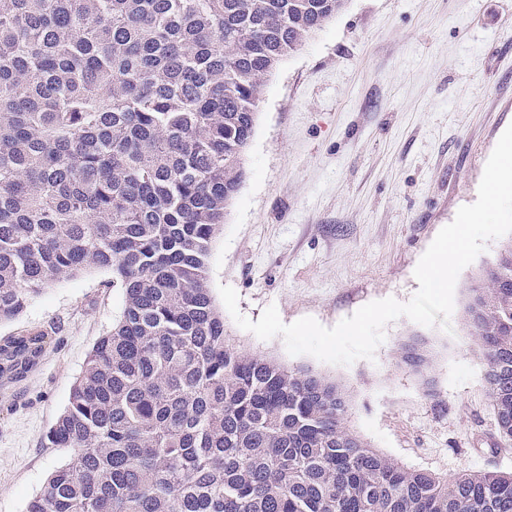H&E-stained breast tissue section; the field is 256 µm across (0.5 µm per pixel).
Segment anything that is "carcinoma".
Masks as SVG:
<instances>
[{
    "mask_svg": "<svg viewBox=\"0 0 512 512\" xmlns=\"http://www.w3.org/2000/svg\"><path fill=\"white\" fill-rule=\"evenodd\" d=\"M346 2L0 0V323L84 271L124 291L47 433L70 461L26 512H512V473L448 479L372 448L350 391L236 345L208 284L265 82ZM464 316L511 443L512 241ZM51 344L1 339L0 378ZM432 361L399 348L426 396Z\"/></svg>",
    "mask_w": 512,
    "mask_h": 512,
    "instance_id": "obj_1",
    "label": "carcinoma"
}]
</instances>
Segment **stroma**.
<instances>
[{"instance_id": "35a3bbf8", "label": "stroma", "mask_w": 512, "mask_h": 512, "mask_svg": "<svg viewBox=\"0 0 512 512\" xmlns=\"http://www.w3.org/2000/svg\"><path fill=\"white\" fill-rule=\"evenodd\" d=\"M512 125V0H348L269 77L245 156V178L214 239L208 283L232 286L238 309L268 305L290 324L335 326L363 305L408 301L414 269L439 230L474 203L488 158ZM505 238L464 268L450 330L402 317L374 360L333 365L290 355L225 316L254 352L305 365L352 394L350 426L372 448L441 477L512 472L488 403L481 350L465 329L468 288ZM124 293L92 270L33 296L0 337L51 331L53 344L23 378L0 381V512H25L71 452L47 445ZM433 351L436 396L397 363L410 335Z\"/></svg>"}]
</instances>
